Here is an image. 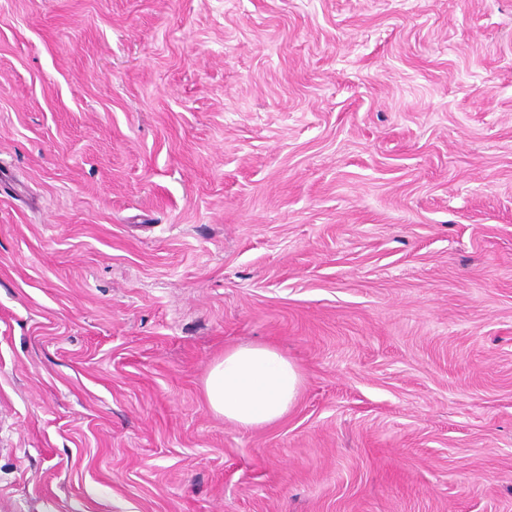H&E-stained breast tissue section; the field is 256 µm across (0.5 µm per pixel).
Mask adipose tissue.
I'll list each match as a JSON object with an SVG mask.
<instances>
[{"label": "adipose tissue", "mask_w": 512, "mask_h": 512, "mask_svg": "<svg viewBox=\"0 0 512 512\" xmlns=\"http://www.w3.org/2000/svg\"><path fill=\"white\" fill-rule=\"evenodd\" d=\"M301 385L298 368L269 346H238L209 371L205 395L211 410L242 428L282 419L295 403Z\"/></svg>", "instance_id": "obj_1"}]
</instances>
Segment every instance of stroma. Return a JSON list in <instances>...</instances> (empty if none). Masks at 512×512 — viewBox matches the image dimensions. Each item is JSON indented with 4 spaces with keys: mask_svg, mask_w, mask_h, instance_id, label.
Listing matches in <instances>:
<instances>
[{
    "mask_svg": "<svg viewBox=\"0 0 512 512\" xmlns=\"http://www.w3.org/2000/svg\"><path fill=\"white\" fill-rule=\"evenodd\" d=\"M0 512H512V0H0ZM301 385L298 368L269 346H238L209 371L205 395L224 421L256 428L282 419L295 403Z\"/></svg>",
    "mask_w": 512,
    "mask_h": 512,
    "instance_id": "stroma-1",
    "label": "stroma"
}]
</instances>
